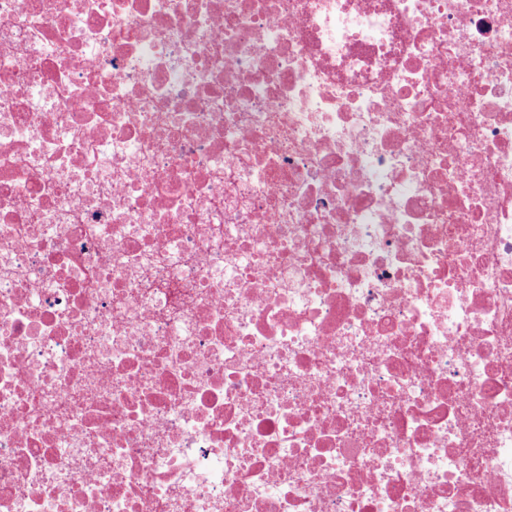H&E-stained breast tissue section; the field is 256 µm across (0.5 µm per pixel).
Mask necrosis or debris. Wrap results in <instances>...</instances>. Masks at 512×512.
Here are the masks:
<instances>
[{"label":"necrosis or debris","instance_id":"4bbe7bcc","mask_svg":"<svg viewBox=\"0 0 512 512\" xmlns=\"http://www.w3.org/2000/svg\"><path fill=\"white\" fill-rule=\"evenodd\" d=\"M0 512H512V0H0Z\"/></svg>","mask_w":512,"mask_h":512}]
</instances>
